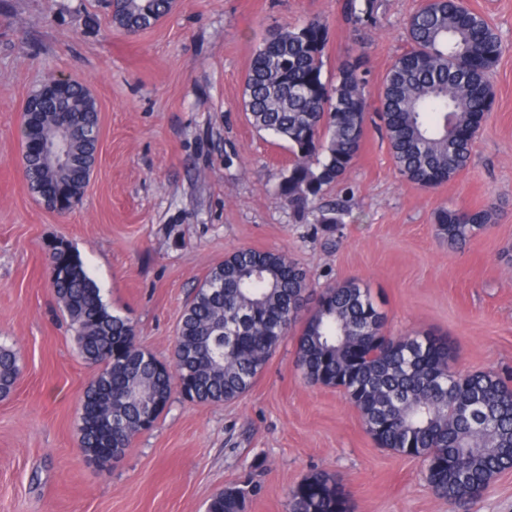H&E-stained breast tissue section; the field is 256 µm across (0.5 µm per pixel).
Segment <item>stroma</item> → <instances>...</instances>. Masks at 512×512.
Returning <instances> with one entry per match:
<instances>
[{
	"mask_svg": "<svg viewBox=\"0 0 512 512\" xmlns=\"http://www.w3.org/2000/svg\"><path fill=\"white\" fill-rule=\"evenodd\" d=\"M422 2L384 0L385 29L359 41L337 0H174L134 35L104 0H0V344L18 350L22 369L0 398V512H205L229 485L252 488L246 512H288L290 489L318 471L336 476L352 512H448L420 461L379 447L339 389L304 382L290 339L238 400L172 394L120 461L90 464L79 408L99 368L78 352L46 260L52 241H67L109 309L167 359L212 266L240 248L282 251L314 290L366 283L388 334L435 332L455 345L456 370L511 381L512 0H468L503 52L470 163L436 189L408 184L371 127L346 180L324 192L350 203L343 223L298 218L273 195L291 163L287 143L258 133L242 108L267 29L327 20L326 73L360 52L375 86ZM58 76L85 84L100 116L97 165L64 216L30 191L19 165L24 102ZM491 203L494 224L463 249L439 238V207Z\"/></svg>",
	"mask_w": 512,
	"mask_h": 512,
	"instance_id": "35a3bbf8",
	"label": "stroma"
}]
</instances>
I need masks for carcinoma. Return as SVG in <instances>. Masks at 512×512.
<instances>
[{
    "instance_id": "obj_1",
    "label": "carcinoma",
    "mask_w": 512,
    "mask_h": 512,
    "mask_svg": "<svg viewBox=\"0 0 512 512\" xmlns=\"http://www.w3.org/2000/svg\"><path fill=\"white\" fill-rule=\"evenodd\" d=\"M172 0H115L112 20L129 33L169 14ZM383 0H342L353 31L382 27ZM406 48L386 71L379 106L369 112L363 56L348 55L336 75H324L329 25L310 18L267 30L244 80V111L252 126L288 144V175L275 198L303 215L318 208L319 223L341 224L345 210L323 200L347 176L368 123L377 120L403 179L435 189L467 166L475 134L493 102L489 73L501 52L493 27L464 0H426L406 23ZM77 113L73 164L54 166L39 154L24 157L30 190L67 183L79 201L94 160L98 110L85 87L48 99L23 138L52 137L56 113ZM494 204L441 207L435 224L458 249L495 223ZM56 300L75 331L79 353L100 367L80 408V446L106 468L142 432L144 401L166 408L173 389L193 404L233 401L248 392L273 354L294 337L303 379L342 391L381 448L423 463L433 495L448 512L471 510L497 475L512 471V386L491 371L460 373L448 340L429 332L385 338L387 313L371 289L352 279L314 295L305 271L284 253L243 248L210 269L188 298L168 368L141 349L137 330L109 311L82 260L72 250L48 248ZM19 355L0 345V397L15 388ZM124 416L122 434L112 421ZM245 486L215 494L207 512H245ZM289 512H350L336 478L315 472L289 492Z\"/></svg>"
}]
</instances>
